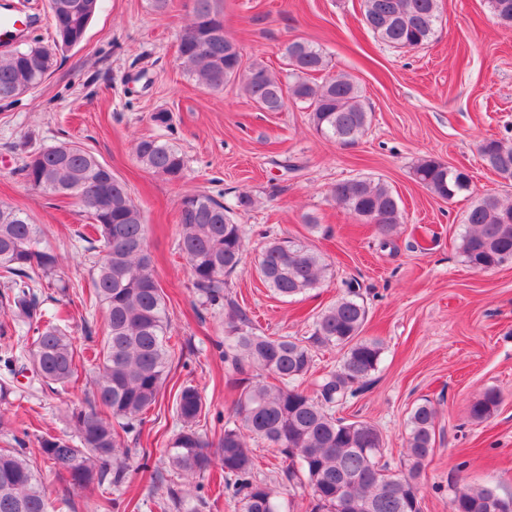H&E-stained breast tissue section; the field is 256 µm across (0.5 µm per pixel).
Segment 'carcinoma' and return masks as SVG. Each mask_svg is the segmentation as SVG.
Returning <instances> with one entry per match:
<instances>
[{
    "instance_id": "cac0c4a2",
    "label": "carcinoma",
    "mask_w": 512,
    "mask_h": 512,
    "mask_svg": "<svg viewBox=\"0 0 512 512\" xmlns=\"http://www.w3.org/2000/svg\"><path fill=\"white\" fill-rule=\"evenodd\" d=\"M48 13L54 46L24 42L0 54V101H13L21 87L36 89L57 65L56 51L79 45L94 12L81 8L84 0H68L73 9ZM193 17L179 44L182 64L199 86L221 91L229 82L241 89L264 112H281L287 102L302 106L316 133L342 144L364 135L371 122L359 88L345 74L326 72L322 51L305 40H293L284 51L288 75L281 78L255 61L242 68L239 49L224 32L219 0H193ZM490 9L512 26V0H488ZM365 25L397 49L423 45L434 36L438 0H362ZM321 75V81L312 77ZM483 165L501 179L512 181V142L487 138L476 145ZM134 153L146 169L170 181L184 177L181 152L159 137L141 138ZM20 174L44 194L77 198L87 209L95 238L88 240L96 254L90 295L106 309L104 336L87 335L81 343L68 333L59 310L51 311L40 288L66 292L70 285L55 279L61 256L44 244L43 229L23 211L0 204V401L23 371L42 386L66 387L89 374L93 400L71 412L75 434L40 440V454L79 490L99 492L104 512L134 507L112 496L126 480L119 463L130 449L124 436L140 434L157 404L170 370L173 349L163 289L148 250L147 227L127 188L92 153L75 144L50 146L26 157ZM416 180L435 196L451 201L471 189L464 169L451 168L434 158L414 167ZM337 204L362 224H374L380 246L391 244L400 224L399 198L380 179L357 177L330 189ZM459 251L464 262L482 272L512 261V201L488 194L466 211ZM178 248L185 256L192 285L210 307L227 306V344L224 359L241 372L243 365L258 379L241 381L232 418L213 444L196 425L203 398L192 385L183 386L175 403L179 429L166 448L169 480L166 496H151L149 508L171 512L181 506L180 481L219 476L218 486L238 499L239 512H281L279 491L256 480L249 441L263 439L296 464L304 474L317 512H421L420 476L436 447L437 406L429 399L416 404L406 423L404 470L387 474L381 463L383 439L363 420L347 421L333 411L355 395L377 369L382 344L362 336L367 310L353 285L346 295L322 311L311 335L298 339L258 334L252 321L225 295L226 277L242 263L245 232L230 208L206 193L184 196L178 209ZM259 279L282 298H294L320 285L331 264L309 243L288 235L265 240L255 265ZM30 340L18 354L13 336ZM344 350L338 370L325 375L316 395L302 384L317 352ZM500 397L487 390L469 410L475 423L491 418ZM18 447L0 449V512H64L72 508L64 495L50 501L37 472ZM497 494L489 486L454 490L450 512H491Z\"/></svg>"
}]
</instances>
